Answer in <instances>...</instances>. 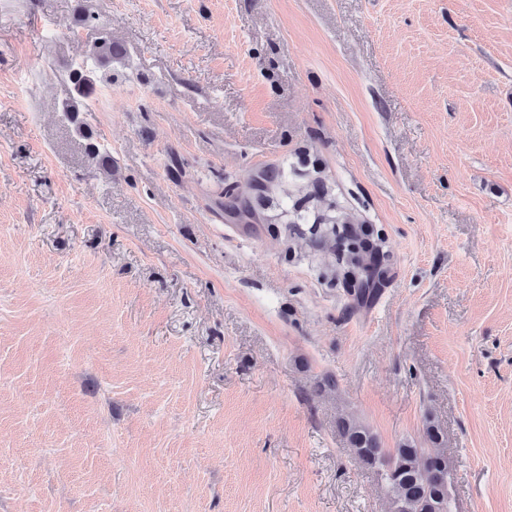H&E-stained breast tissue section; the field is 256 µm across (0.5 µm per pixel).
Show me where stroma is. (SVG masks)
Instances as JSON below:
<instances>
[{
    "label": "stroma",
    "instance_id": "35a3bbf8",
    "mask_svg": "<svg viewBox=\"0 0 512 512\" xmlns=\"http://www.w3.org/2000/svg\"><path fill=\"white\" fill-rule=\"evenodd\" d=\"M316 165L369 294L278 221ZM429 415L454 512H512V0H0V512H392L339 423ZM69 79L72 81L77 95L81 99L89 100L95 93V82L88 63L83 61L74 66L69 72ZM285 175L286 169L283 164L265 166L256 173L249 183L248 190L244 193L238 190L236 196L227 199L225 204L220 203V206L222 208L226 205L224 210L240 214L246 221H260V216L249 200L250 193L253 191L261 199L269 197Z\"/></svg>",
    "mask_w": 512,
    "mask_h": 512
}]
</instances>
